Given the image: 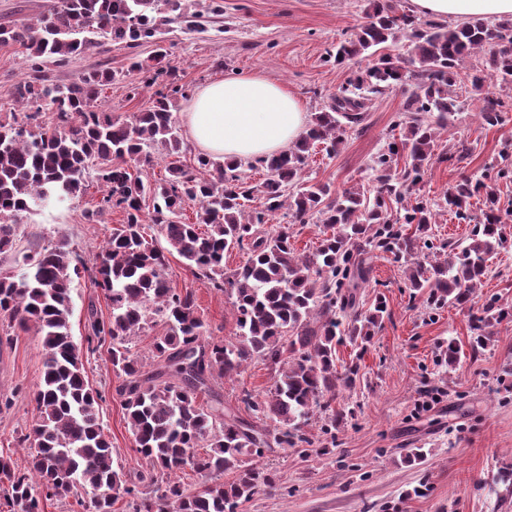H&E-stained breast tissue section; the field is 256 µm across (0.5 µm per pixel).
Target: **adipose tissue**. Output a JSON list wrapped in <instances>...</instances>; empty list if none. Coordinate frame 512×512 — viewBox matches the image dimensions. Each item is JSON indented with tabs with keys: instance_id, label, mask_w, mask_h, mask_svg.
<instances>
[{
	"instance_id": "ef3b65f1",
	"label": "adipose tissue",
	"mask_w": 512,
	"mask_h": 512,
	"mask_svg": "<svg viewBox=\"0 0 512 512\" xmlns=\"http://www.w3.org/2000/svg\"><path fill=\"white\" fill-rule=\"evenodd\" d=\"M423 15L512 16V0H411ZM190 139L205 154L250 163L286 152L303 134L307 112L282 84L261 72L202 87L183 114Z\"/></svg>"
}]
</instances>
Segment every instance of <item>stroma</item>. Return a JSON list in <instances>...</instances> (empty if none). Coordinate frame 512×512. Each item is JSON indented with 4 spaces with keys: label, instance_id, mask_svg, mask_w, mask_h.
<instances>
[{
    "label": "stroma",
    "instance_id": "35a3bbf8",
    "mask_svg": "<svg viewBox=\"0 0 512 512\" xmlns=\"http://www.w3.org/2000/svg\"><path fill=\"white\" fill-rule=\"evenodd\" d=\"M368 0H224V14L204 29L174 28L166 33L172 45L170 62L182 84L196 90L224 77L259 71L284 85L299 98L307 112L320 111L352 69L363 66L356 58L333 65L326 51L350 38L366 20ZM108 67L127 71L129 54L119 43L101 52L76 57L68 68L45 65L48 77L72 84L89 70ZM20 47L0 45V123L10 122L16 107L9 93L28 75ZM412 83L395 86L375 99L362 133H349L335 158L312 155L307 175L329 185L333 193L351 188L370 192L373 158L383 148ZM458 93L465 105L452 115L440 144L462 150V160L433 165L412 193L438 203L431 232L440 241L467 240L471 227L457 223L442 205L448 190L462 177L498 158L505 142H512V112L504 124L488 128L477 117V100L469 81ZM151 93L130 96L127 81L102 87L98 102L115 117L130 119L149 106ZM499 207L507 219L508 242L493 255L482 282L481 295L497 296L512 307V183L497 187ZM104 195L94 175H86L70 199L23 215L25 236L15 253L0 256V268L14 271L16 252L58 238L70 241L86 261L120 227L124 216L108 211L99 222L88 223L86 211L96 209ZM374 280L362 287V301L371 304L383 293L391 315L386 318L365 352L355 346L338 347L339 363L360 361V379L341 400L354 417L336 431V444L317 451L324 437L319 418H312L307 433L314 447L275 448L262 463L272 474V489L240 504L237 512H512V492L498 484L500 470L512 468V320L497 326L487 350L467 353L471 322L467 310L453 305L433 310L410 306L404 266L393 255L366 253ZM167 277L177 290L192 291L213 337L234 339L235 319L230 300L216 291L178 255H170ZM71 333L85 346L89 308L108 310L107 301L89 279L76 280L72 291ZM455 341L465 354L456 367H448L441 348ZM85 376L90 387L103 395L100 418L112 442L113 457L129 481H137L146 462L136 452L115 388L119 379L106 349L86 354ZM43 373L40 339L33 331L7 328L0 323V399L11 406L0 411V455L18 467L29 460L19 438L35 417L33 393ZM271 374L258 360L249 361L233 379L219 381L213 393L200 395L210 404L213 394L236 403L241 390L263 393ZM440 402L430 409L417 404L431 393ZM425 453L423 462L408 458L411 449Z\"/></svg>",
    "mask_w": 512,
    "mask_h": 512
}]
</instances>
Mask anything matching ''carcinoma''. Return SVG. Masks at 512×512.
<instances>
[{
    "instance_id": "carcinoma-1",
    "label": "carcinoma",
    "mask_w": 512,
    "mask_h": 512,
    "mask_svg": "<svg viewBox=\"0 0 512 512\" xmlns=\"http://www.w3.org/2000/svg\"><path fill=\"white\" fill-rule=\"evenodd\" d=\"M202 17L187 0H55L45 13L0 27V45L21 47L30 70L12 91L26 111L0 123V254L13 251L21 215L74 195L93 166L106 194L88 221L112 209L125 215L92 264L60 239L24 254L20 272L0 269V318L35 328L43 352V376L33 395L36 415L22 438L30 448L29 465L22 470L0 457V497L10 512L19 505L23 512H43V501L66 499L79 488L91 494L92 512H112L119 497L129 499L133 512H237L241 502L272 487L270 473L254 458L267 448L314 445L304 430L313 416L320 415L322 432L336 444V428L354 416L336 402L355 386L360 370L356 361L337 369V347H366L389 316L381 293L360 308L358 288L371 274L361 258L366 249L403 262L410 300L471 311L474 354L490 344L496 326L512 319V309L499 298L479 296L487 262L507 241L495 185L512 182L508 150L445 194L458 222L473 224L466 245L446 241L434 247L429 230L438 204L410 193L426 168L455 158L451 151L435 153V147L448 115L464 106L456 86L466 60L488 55L496 81L512 84L511 18H475L450 27L400 12L391 0H371L366 23L328 53L338 66L355 57L370 62L314 113L288 152L255 160L266 173L263 208L248 212L243 200L254 187L237 174L238 163L201 153L192 166L183 160L187 146L173 110L188 87L178 84L161 35L166 26L199 28ZM402 39L409 42L412 71L398 56L377 54L376 47ZM112 42L131 50L129 71L138 84L164 85L130 121L96 105L101 87L119 79L112 70L95 69L74 85L42 75L46 62L63 69ZM149 42L155 49L142 59L138 49ZM486 79L479 71L470 75L481 93L477 116L482 125L496 127L512 103L484 89ZM405 81L414 89L395 123L400 135L389 138L373 160V196L358 189L335 194L304 178L317 146L337 154L374 98ZM157 152L168 177L146 183L133 168L151 164ZM400 157L405 165L399 170ZM147 197L153 200L150 222L168 252L231 300L236 341L204 337L192 293L170 285L165 252L145 235ZM473 197L484 203L476 220L467 208ZM188 201L200 205L194 223L181 220ZM394 203L399 208L393 212ZM280 213L299 224L313 218L323 224L315 252L300 256L288 232L263 230ZM401 224L414 232L405 233ZM235 247L247 251L248 259L227 275L224 252ZM84 275L111 307L106 318L90 311L87 351L108 346L112 369L122 379L116 393L135 450L147 462L132 484L114 465L99 416L102 395L86 381L81 348L70 331L72 285ZM156 318L165 330L154 337L148 364L132 353L130 342ZM253 359L269 367L272 383L261 395L242 392L238 403L250 417L270 422L262 429L218 399L206 407L198 402L211 380L229 377ZM186 469L204 479L199 489L172 479ZM223 474L232 480L216 481Z\"/></svg>"
}]
</instances>
